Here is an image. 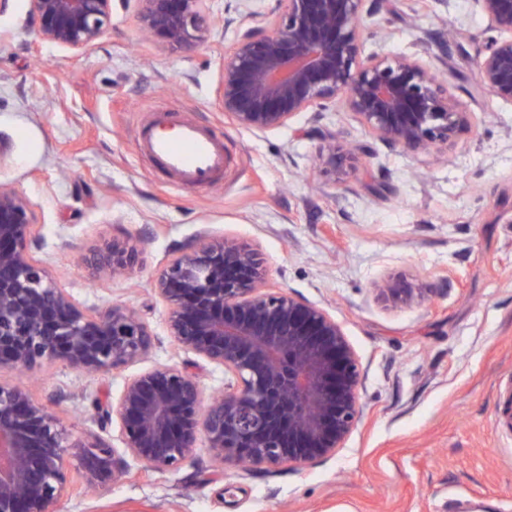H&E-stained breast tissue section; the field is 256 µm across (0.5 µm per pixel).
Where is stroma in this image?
Returning <instances> with one entry per match:
<instances>
[{
    "label": "stroma",
    "mask_w": 512,
    "mask_h": 512,
    "mask_svg": "<svg viewBox=\"0 0 512 512\" xmlns=\"http://www.w3.org/2000/svg\"><path fill=\"white\" fill-rule=\"evenodd\" d=\"M209 0L204 47L141 40L135 0H112L103 36L81 52L38 34L29 0L0 13V186L29 200L36 258L84 306L135 308L158 341L104 375L63 365L5 371L29 386L69 432L99 430L88 395L117 398L125 379L187 366L204 395L224 372L166 334L151 282L200 231L255 245L272 287L340 325L362 368V417L335 455L303 467L244 472L215 460L206 437L176 470L129 462L98 495L58 512H512V101L479 92L476 66L497 38L473 0H373L364 50L411 55L437 71L479 122L449 145L415 153L372 136L343 105L253 131L218 100L224 53L242 4ZM156 108L224 139L222 176L174 189L141 156L134 132ZM364 146L336 176L315 168L324 133ZM119 237L136 266L97 281L90 250ZM397 276L409 300H381Z\"/></svg>",
    "instance_id": "35a3bbf8"
}]
</instances>
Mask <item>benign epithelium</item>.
Segmentation results:
<instances>
[{
	"label": "benign epithelium",
	"mask_w": 512,
	"mask_h": 512,
	"mask_svg": "<svg viewBox=\"0 0 512 512\" xmlns=\"http://www.w3.org/2000/svg\"><path fill=\"white\" fill-rule=\"evenodd\" d=\"M42 39L74 51L104 34L112 0H30ZM141 30L173 46L203 41L208 0H136ZM367 0H278L271 17L238 13L224 55L220 106L251 130L284 127L302 112L343 103L378 140L410 151L447 143L472 127L431 67L407 56L363 55ZM507 37L492 41L477 67L480 90L512 101V0H474ZM321 168L336 175V135H325ZM29 201L0 187V372L62 364L109 373L144 358L155 335L125 305L88 310L33 254ZM138 250L112 240L90 251L96 276L121 274ZM386 297L411 293L390 277ZM154 292L169 306L167 335L224 369V390L203 404L186 368L158 366L126 380L117 401L93 398L101 431L119 423L123 452L99 435L72 438L28 388L0 382V512H56L71 486L72 456L84 491L112 485L126 457L175 470L204 433L216 458L249 467L309 464L335 455L360 420L361 370L336 320L267 286L258 253L234 237L199 235L160 270Z\"/></svg>",
	"instance_id": "benign-epithelium-1"
}]
</instances>
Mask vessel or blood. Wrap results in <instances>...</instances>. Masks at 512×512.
<instances>
[{"label":"vessel or blood","mask_w":512,"mask_h":512,"mask_svg":"<svg viewBox=\"0 0 512 512\" xmlns=\"http://www.w3.org/2000/svg\"><path fill=\"white\" fill-rule=\"evenodd\" d=\"M142 156L165 171L173 188L200 187L223 171L224 143L201 124L156 112L136 134Z\"/></svg>","instance_id":"obj_1"}]
</instances>
